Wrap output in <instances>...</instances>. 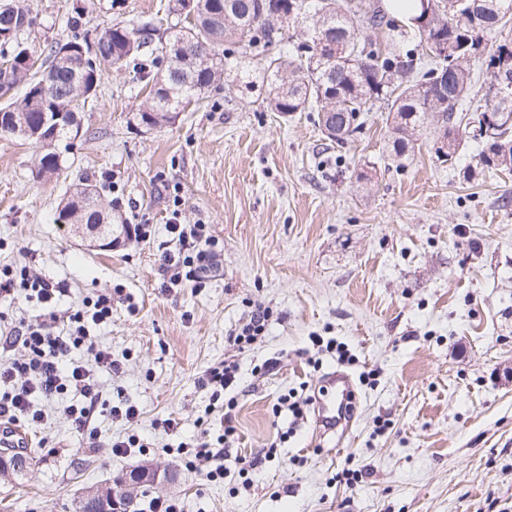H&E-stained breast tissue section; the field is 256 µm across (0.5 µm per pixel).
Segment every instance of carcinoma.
Returning a JSON list of instances; mask_svg holds the SVG:
<instances>
[{
  "label": "carcinoma",
  "mask_w": 512,
  "mask_h": 512,
  "mask_svg": "<svg viewBox=\"0 0 512 512\" xmlns=\"http://www.w3.org/2000/svg\"><path fill=\"white\" fill-rule=\"evenodd\" d=\"M166 15L172 18L162 28L150 21L129 19L110 26L91 51L78 30L82 12L74 8L68 18L71 39L50 46L44 60L30 69L24 59L30 51L31 25L25 0H0V24L29 21L15 36L0 37V58L15 61L11 74L0 72V133L15 135L24 124H38L37 109L27 97L6 94L24 81L48 79L55 87L52 107L59 112L79 110L96 94L103 72L127 68L133 79L150 88V99L141 109L140 120L160 126L176 117L183 104L206 99L220 88L227 61L249 55L258 59V75L246 82L261 83L262 104L286 117L295 112H314L327 140L343 148L364 125V114L375 103L385 105L391 117L388 147L396 161L406 159L415 148L417 135L427 121L435 123L433 149L437 159L454 163L465 139L460 130L482 143L476 165L463 177L470 180L479 170L512 171V95L485 100L484 108L501 113L500 123L484 133L461 127L465 115L462 102L472 83L483 78L491 87L512 75V40L485 42V36L504 29L512 21V0H467V7L454 10L448 0H435L424 29L414 18L399 20L384 10L355 6L349 0H168ZM293 14L286 33L278 22ZM410 34L416 50L429 52L448 44V59L432 60L417 69L414 53L396 41L381 48L373 39L380 33ZM152 46L163 69L148 71L140 60L144 48ZM60 126L57 137L39 142L37 172L50 176L60 170L56 142L68 137ZM77 195L60 203L58 220L66 224L101 227L112 235V224L86 195L87 188L99 194L89 181ZM130 506L133 488L124 478L88 492L90 512H111L113 503Z\"/></svg>",
  "instance_id": "carcinoma-1"
}]
</instances>
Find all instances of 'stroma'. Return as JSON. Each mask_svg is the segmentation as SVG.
<instances>
[{"mask_svg":"<svg viewBox=\"0 0 512 512\" xmlns=\"http://www.w3.org/2000/svg\"><path fill=\"white\" fill-rule=\"evenodd\" d=\"M110 2L29 0L32 46L71 37L74 7L93 41L118 21L163 16L167 0ZM146 97L127 70L104 74L50 178L37 173L35 144L0 135V271L26 268L64 288L48 322L57 335L67 311L111 292V322L89 333L120 371L98 379L104 400L123 395L140 411L133 428L97 412L90 446L74 437L65 400H41L33 466L22 480L0 477V512H74L89 490L143 468L159 478L138 488L139 512L158 495L182 512H512V172L463 180L477 144L439 163L429 127L396 166L379 106L355 140L330 148L313 113L266 111L238 77L161 126L140 122ZM87 177L110 209L109 250L56 221ZM175 219L213 239L205 287L166 286ZM255 305L273 311L265 335L233 349ZM314 336L345 342L355 364L317 353ZM224 360L240 367L236 449L260 460L246 483L234 471L207 481L176 451L222 416L195 380ZM338 369L356 392L339 445L318 438L315 404ZM369 370L374 381L360 382ZM290 391L310 400L302 420L273 413ZM131 429L147 454L111 455ZM345 468L363 480L346 487Z\"/></svg>","mask_w":512,"mask_h":512,"instance_id":"stroma-1","label":"stroma"}]
</instances>
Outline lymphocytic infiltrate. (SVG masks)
<instances>
[{"label": "lymphocytic infiltrate", "instance_id": "1", "mask_svg": "<svg viewBox=\"0 0 512 512\" xmlns=\"http://www.w3.org/2000/svg\"><path fill=\"white\" fill-rule=\"evenodd\" d=\"M169 231L178 244L176 255L163 258L170 273V285L188 281L203 287L215 259L214 252L208 247L205 225L173 223ZM111 318L112 296L102 293L84 310L70 316L64 335L51 333L36 318L25 324L14 339L22 348L21 356L0 364V415L13 420L22 416L30 425L36 426L44 419L38 407L40 400L76 391L81 400L67 406L65 413L80 439H93L91 421L102 400L94 372L99 369L116 373L120 366L113 361L111 351L89 345L88 326L106 323ZM80 348L87 350L88 360L70 359V352ZM238 381L239 366L232 361L212 366L198 378L200 387L210 389L213 399L224 402L218 431L203 429L191 452L197 470L203 471L211 482L224 478V462L236 442L234 410L237 401L229 397L228 392Z\"/></svg>", "mask_w": 512, "mask_h": 512}]
</instances>
